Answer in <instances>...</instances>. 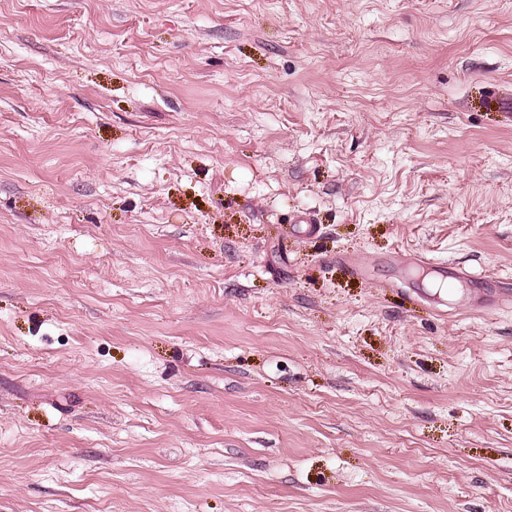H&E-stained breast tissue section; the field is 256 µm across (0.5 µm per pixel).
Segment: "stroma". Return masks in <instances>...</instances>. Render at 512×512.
Returning <instances> with one entry per match:
<instances>
[{
  "label": "stroma",
  "mask_w": 512,
  "mask_h": 512,
  "mask_svg": "<svg viewBox=\"0 0 512 512\" xmlns=\"http://www.w3.org/2000/svg\"><path fill=\"white\" fill-rule=\"evenodd\" d=\"M488 276L512 0H0V512H512Z\"/></svg>",
  "instance_id": "obj_1"
}]
</instances>
